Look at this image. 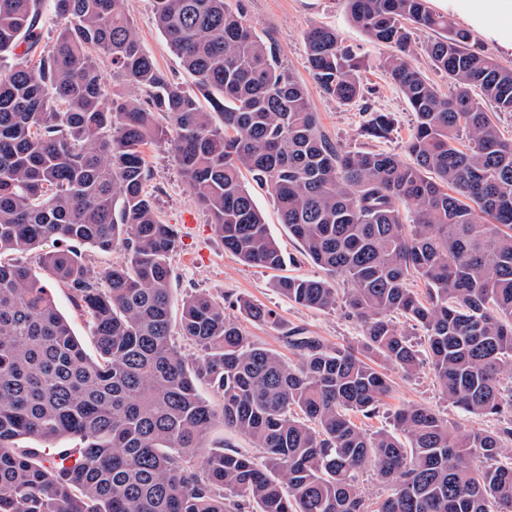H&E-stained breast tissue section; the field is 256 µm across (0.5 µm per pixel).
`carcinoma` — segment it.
Masks as SVG:
<instances>
[{
    "mask_svg": "<svg viewBox=\"0 0 512 512\" xmlns=\"http://www.w3.org/2000/svg\"><path fill=\"white\" fill-rule=\"evenodd\" d=\"M124 2L51 0L67 23L36 55L43 0H0V512H512V419L463 432L406 405L394 433L355 422L390 391L381 366L411 377L425 362L449 405L512 412V140L484 106L512 112V68L472 51L473 34L429 0H346L350 21L392 48L379 65L415 116L405 160L328 139L242 8L153 0L156 27L209 96L203 110L157 68ZM411 26L436 33L423 52L448 94L411 63ZM304 41L324 94L341 106L363 98L361 60L335 29L313 26ZM104 61L140 95L103 84ZM363 112L362 137L391 134V113ZM158 143L224 249L278 271L284 253L244 174L267 188L326 273L273 287L327 311L342 279L362 351L292 328L290 364L203 292L173 315L179 232L146 191L145 148ZM46 241L57 247L41 264L71 292L93 355L16 259ZM83 246L127 261L92 269ZM238 306L251 322L278 323L260 304ZM176 332L198 356L180 352ZM219 424L251 447L213 444ZM368 469L389 490L374 505L360 490Z\"/></svg>",
    "mask_w": 512,
    "mask_h": 512,
    "instance_id": "1",
    "label": "carcinoma"
}]
</instances>
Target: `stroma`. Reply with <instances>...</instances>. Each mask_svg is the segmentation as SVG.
Masks as SVG:
<instances>
[{"mask_svg": "<svg viewBox=\"0 0 512 512\" xmlns=\"http://www.w3.org/2000/svg\"><path fill=\"white\" fill-rule=\"evenodd\" d=\"M470 11L455 15L458 26L474 35L473 51L497 58L512 67V48L504 46L496 33L506 24L505 18L484 10L485 0H469ZM244 19L258 34L272 39L279 60L301 83L311 106L317 112L323 131L350 149H373L399 153L413 126V113L396 86L379 66L387 54L385 46L372 42L348 19L345 0H241ZM125 10L134 23L139 38L157 67L179 82L189 92H196L195 79L170 50L166 39L154 24L151 0H126ZM329 26L338 31L343 47L354 51L364 63L361 79L370 93L364 107L392 113L394 129L389 139L370 141L360 135L363 107H342L319 89L306 68L304 32L313 26ZM152 171L147 183L160 218L175 225L180 234L176 251L170 257L173 272L172 297L181 304L190 293L203 291L213 296L232 318H239L237 299L247 298L277 312L281 324L277 327L244 322L243 328L255 343L281 353L289 348L283 339L286 329L302 327L321 337L332 347L360 345L362 338L355 320L349 317L344 302L335 309L316 311L289 302L273 288L275 271L240 262L225 250L223 241L214 233L209 216L195 198L173 162L166 146L155 144L146 150ZM250 191L262 210L272 236L284 255L289 256L284 272L308 278L323 277V270L300 253L297 243L281 224L277 206L266 189L251 186ZM192 214L193 223H185V214ZM392 392L385 398L376 416L362 419L364 428L375 431L392 429L393 415L403 404H422L434 409L449 422L473 431L487 427V420L464 414L442 398L429 366H422L411 378L397 370H388Z\"/></svg>", "mask_w": 512, "mask_h": 512, "instance_id": "35a3bbf8", "label": "stroma"}]
</instances>
